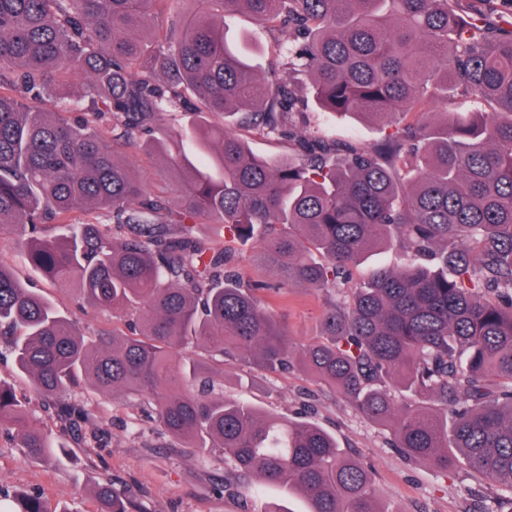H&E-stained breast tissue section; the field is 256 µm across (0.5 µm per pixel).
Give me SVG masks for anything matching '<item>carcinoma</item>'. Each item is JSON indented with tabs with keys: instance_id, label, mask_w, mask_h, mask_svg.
Masks as SVG:
<instances>
[{
	"instance_id": "obj_1",
	"label": "carcinoma",
	"mask_w": 512,
	"mask_h": 512,
	"mask_svg": "<svg viewBox=\"0 0 512 512\" xmlns=\"http://www.w3.org/2000/svg\"><path fill=\"white\" fill-rule=\"evenodd\" d=\"M167 2L0 0V227L25 231L30 266L129 327L89 342L0 264V335L18 371L60 403L76 445L86 437L68 399L90 376L137 400L160 434L220 453L226 492L254 480L301 495L308 512H394L377 508L373 470L335 436L224 396V368L197 358L287 368L288 332L261 294L301 284L330 297L325 340L302 351L315 380L389 427L406 458L445 473L459 451L494 487L481 512H501L512 500V22L465 15L460 0H197L189 17ZM237 12L275 35L281 67L260 77L226 45ZM450 94L474 111L428 121L425 107ZM43 98L60 111L35 105ZM190 98L294 141L295 154L274 162L227 125L200 123L208 163L169 154L176 195L149 191L117 154ZM310 100L395 131L374 148L306 137L292 117ZM208 220L259 238L277 282L247 281L223 248L202 245L194 226ZM390 244L443 249L430 267L350 281ZM27 404L0 382V431L27 458L68 455ZM96 497L99 512H128L121 483ZM8 512L53 510L25 493Z\"/></svg>"
}]
</instances>
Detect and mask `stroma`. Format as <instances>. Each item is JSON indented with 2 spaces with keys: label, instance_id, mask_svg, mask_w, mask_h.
<instances>
[{
  "label": "stroma",
  "instance_id": "obj_1",
  "mask_svg": "<svg viewBox=\"0 0 512 512\" xmlns=\"http://www.w3.org/2000/svg\"><path fill=\"white\" fill-rule=\"evenodd\" d=\"M225 38L253 47L250 62L258 74H266L282 60L267 29L249 16L230 21ZM305 128L318 136L366 147L388 131L376 121L315 109L307 112ZM20 236V230L0 229V262L17 278L52 301L63 317L78 322L86 335H97L103 329L124 330L119 319L100 313L68 287L34 272L17 248ZM266 302L286 321L295 350L321 339L323 292L295 286L287 293L269 295ZM0 379L27 397L33 415L46 430L58 431L53 407L34 393L30 380L18 373L8 350L1 346ZM224 394L245 398L268 415L310 422L333 433L348 454L374 467L380 501L397 512H472L492 492L484 478L462 467L450 466L443 475L424 462L406 459L393 448L386 427L366 420L299 364L267 373L225 358ZM74 399L84 417L83 430L100 436V444L74 446L68 458L42 462L25 458L16 439L0 433V492L42 494L54 512H96L94 488L112 478L127 485L129 512H240L237 496L220 489L224 482L221 456H206L175 439L157 437L154 423L137 405L120 398L108 400L91 379L82 380Z\"/></svg>",
  "mask_w": 512,
  "mask_h": 512
}]
</instances>
